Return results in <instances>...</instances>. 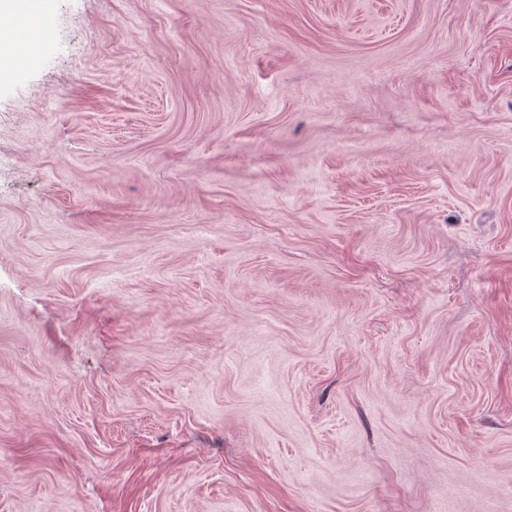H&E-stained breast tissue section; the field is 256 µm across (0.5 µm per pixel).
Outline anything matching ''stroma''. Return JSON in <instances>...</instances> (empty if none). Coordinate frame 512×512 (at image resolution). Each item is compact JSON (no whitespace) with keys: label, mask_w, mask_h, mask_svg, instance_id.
Returning a JSON list of instances; mask_svg holds the SVG:
<instances>
[{"label":"stroma","mask_w":512,"mask_h":512,"mask_svg":"<svg viewBox=\"0 0 512 512\" xmlns=\"http://www.w3.org/2000/svg\"><path fill=\"white\" fill-rule=\"evenodd\" d=\"M18 35L0 512H512V0Z\"/></svg>","instance_id":"35a3bbf8"}]
</instances>
